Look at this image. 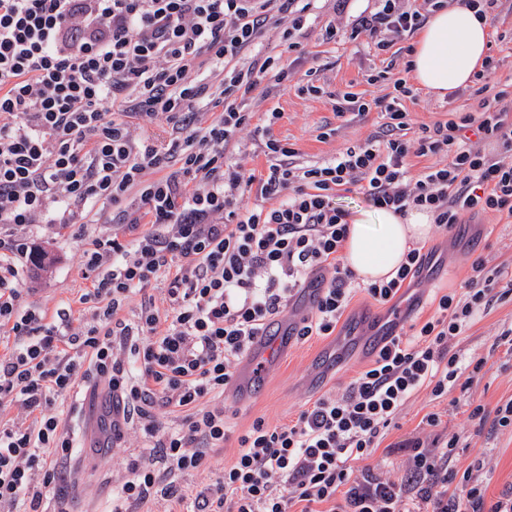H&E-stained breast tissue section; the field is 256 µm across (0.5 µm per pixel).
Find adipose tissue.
I'll return each mask as SVG.
<instances>
[{"mask_svg": "<svg viewBox=\"0 0 512 512\" xmlns=\"http://www.w3.org/2000/svg\"><path fill=\"white\" fill-rule=\"evenodd\" d=\"M489 43L486 19L455 6L427 20L414 47L416 81L438 96L466 86L481 69ZM433 226L425 212L402 217L388 210L353 218L343 249L344 263L358 277L375 281L391 275L411 243L426 239Z\"/></svg>", "mask_w": 512, "mask_h": 512, "instance_id": "adipose-tissue-1", "label": "adipose tissue"}]
</instances>
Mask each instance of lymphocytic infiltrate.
Returning a JSON list of instances; mask_svg holds the SVG:
<instances>
[{"label": "lymphocytic infiltrate", "instance_id": "1", "mask_svg": "<svg viewBox=\"0 0 512 512\" xmlns=\"http://www.w3.org/2000/svg\"><path fill=\"white\" fill-rule=\"evenodd\" d=\"M310 4L0 0V334L12 339L0 354V404L30 419L0 426V505L10 512H40L70 458L73 441L54 409L80 377L111 398L113 440L135 415L162 450L161 459L129 463L112 488L111 512L154 497L179 512H291L297 504L301 512L318 504L326 512H512V486L491 501L472 472L450 470L456 438H416L399 476L370 462L413 395L426 389L443 399L462 365L475 375L486 365L452 350L493 300L512 294V282L486 272L480 258L462 292L441 295L422 324L385 335L343 391L323 393L290 423L255 420L236 437L234 464L195 497L179 482L206 469L231 437L223 397L236 368L298 290L320 291L298 337L330 336L356 292L388 304L427 266L429 254L414 246L389 280L357 282L343 262L349 222L337 192L358 186L375 208L426 212L444 236L470 217H512V115L501 106L503 90L479 111L421 126L408 141L402 102L415 92L396 80L382 133L295 171L294 149L269 135L278 112L262 126L243 103L268 71L288 79L278 57L263 54V29ZM423 20L420 10L381 0L360 29L399 34ZM204 109L219 112L205 127ZM136 119L166 120L175 135L165 144L133 138ZM247 131L265 134L272 156L257 175L226 155ZM474 137L494 142L498 154L472 150ZM411 154L447 161L414 179L405 166ZM99 202L134 237L100 236L85 251L86 322L73 323L67 306L50 323L19 312L22 263L36 252L16 227L47 215L75 224L82 207ZM161 278L163 310L145 295ZM138 293V311L126 319ZM182 409L178 426L159 419Z\"/></svg>", "mask_w": 512, "mask_h": 512}]
</instances>
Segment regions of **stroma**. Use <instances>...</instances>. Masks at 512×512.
<instances>
[{"mask_svg":"<svg viewBox=\"0 0 512 512\" xmlns=\"http://www.w3.org/2000/svg\"><path fill=\"white\" fill-rule=\"evenodd\" d=\"M377 7V0H315L295 34L294 49H287L281 42L278 29H267L261 37L264 53L281 56L291 77L280 83L275 74H267L244 108L260 114L280 112L271 134L295 149L293 167L322 163L380 131L385 116L379 102L392 92L396 79L405 77L409 50L417 35L385 32L378 37L363 34L351 38L361 16L375 12ZM487 19L489 54L497 61L487 79L488 92L493 95L512 90V0H498ZM331 23L339 30L333 40L325 32ZM307 83L319 86V94L301 92V85ZM474 89L470 83L441 98L417 88L415 99L403 102L412 119L408 137H415L417 127L447 121L454 113L475 111ZM362 101L370 103L371 108L361 114L356 105ZM338 105L345 109L340 117L333 114ZM24 232L45 253L46 261L43 267L26 272L19 299L21 310L37 311L50 321L68 303L74 320H82L77 299L91 285L84 277L82 254L92 239L111 234V225L32 224ZM424 245L436 248L435 266L396 304L397 310L409 312L413 321H425L433 314L431 298L435 293L461 290L472 274L475 258H484L487 268L498 270L503 281L512 280L511 217L477 219L457 236L445 238L434 232ZM374 307L363 293H356L333 335L292 342L271 360L249 398H242L235 389L227 394L226 418L234 437L213 454L206 469L182 477L188 494H197L234 463L238 452L235 437L255 420L261 418L272 425L294 421L306 402L327 391H342L351 377L365 368L371 359L370 340L382 331L381 325L367 319ZM510 328L512 295L493 300L454 343L464 358H487L480 376L466 386H455L448 400L441 403L432 401L425 390L411 397L395 425L387 430L374 454V463L391 474H400L413 439L455 435L459 438L452 462L455 470L481 465L480 476L492 500L511 486L512 430L495 428L492 421L497 406L512 400V354L496 343L497 336ZM455 398H470L484 405L485 421L468 420L463 411L452 406ZM103 402L102 391L89 388L86 381H77L55 407L62 430H96ZM431 412L441 415L440 424L433 428L422 422ZM123 433L120 448L107 458H100L97 448L91 447L73 459L65 479L44 498V512H109L112 486L125 477L127 462L151 451L138 421L125 424Z\"/></svg>","mask_w":512,"mask_h":512,"instance_id":"35a3bbf8","label":"stroma"}]
</instances>
